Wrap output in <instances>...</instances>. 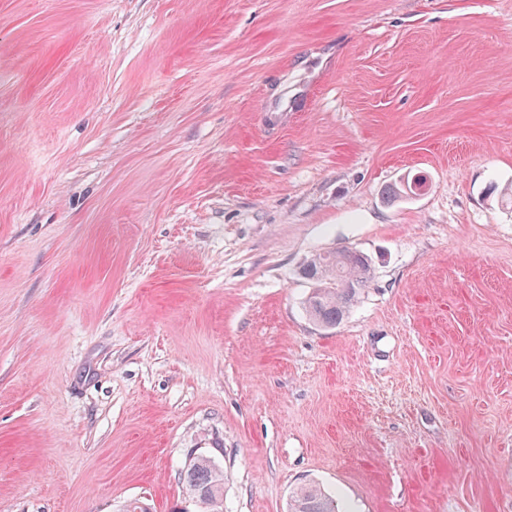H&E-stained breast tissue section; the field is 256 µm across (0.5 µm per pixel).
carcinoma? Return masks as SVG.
Returning <instances> with one entry per match:
<instances>
[{"mask_svg":"<svg viewBox=\"0 0 512 512\" xmlns=\"http://www.w3.org/2000/svg\"><path fill=\"white\" fill-rule=\"evenodd\" d=\"M426 178L414 174L399 185L385 191L390 202L398 198L420 195L426 189ZM300 277L311 285L305 309L316 323L332 327L340 323L372 278V261L366 255L335 249L316 255L303 265ZM183 481L197 502L210 512H220L224 496V473L208 456L191 458ZM288 512H337L336 502L321 489L309 486L299 489L288 505Z\"/></svg>","mask_w":512,"mask_h":512,"instance_id":"obj_1","label":"carcinoma"}]
</instances>
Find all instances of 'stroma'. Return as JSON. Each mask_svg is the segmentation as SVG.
Instances as JSON below:
<instances>
[{"label": "stroma", "mask_w": 512, "mask_h": 512, "mask_svg": "<svg viewBox=\"0 0 512 512\" xmlns=\"http://www.w3.org/2000/svg\"><path fill=\"white\" fill-rule=\"evenodd\" d=\"M508 186L512 0H0V512H512ZM426 184L425 177L418 174L410 177L409 174L399 185L391 187L384 192L385 199L387 202H390L398 198L410 197L412 195L418 196L426 189ZM300 277L311 285L305 300L309 317L325 327L339 324L372 278V261L363 253L335 249L303 265ZM183 481L190 494L210 511H220L224 496V473L208 456H193L184 471ZM289 512H338L336 502L320 488H300L288 505Z\"/></svg>", "instance_id": "1"}]
</instances>
